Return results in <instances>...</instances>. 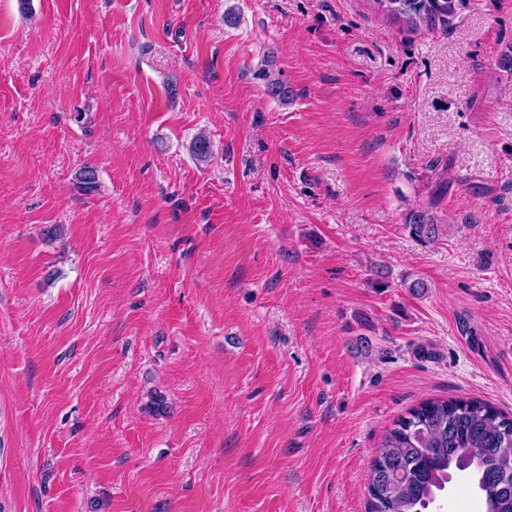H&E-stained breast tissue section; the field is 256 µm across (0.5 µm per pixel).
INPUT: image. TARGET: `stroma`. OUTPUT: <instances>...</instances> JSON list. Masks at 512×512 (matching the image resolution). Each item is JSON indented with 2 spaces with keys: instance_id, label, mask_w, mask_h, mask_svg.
<instances>
[{
  "instance_id": "1",
  "label": "stroma",
  "mask_w": 512,
  "mask_h": 512,
  "mask_svg": "<svg viewBox=\"0 0 512 512\" xmlns=\"http://www.w3.org/2000/svg\"><path fill=\"white\" fill-rule=\"evenodd\" d=\"M510 45L512 0H0V512H365L409 409L512 413ZM388 19L409 30L450 26L463 7V0H372ZM440 220L429 207H421L407 213L404 225L414 238L432 241L439 234Z\"/></svg>"
}]
</instances>
